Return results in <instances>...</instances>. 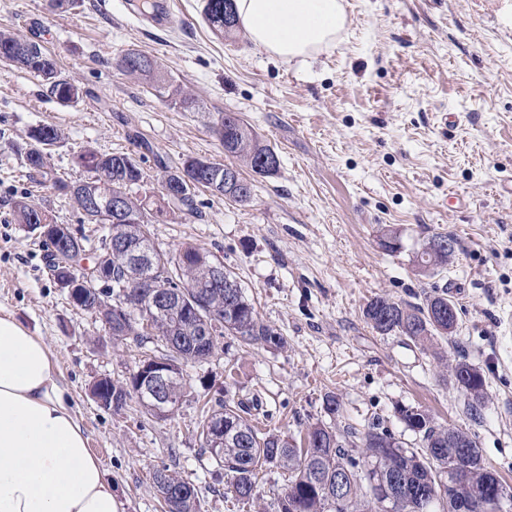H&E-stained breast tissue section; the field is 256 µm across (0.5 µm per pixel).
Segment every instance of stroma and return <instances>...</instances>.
<instances>
[{"label":"stroma","instance_id":"obj_1","mask_svg":"<svg viewBox=\"0 0 512 512\" xmlns=\"http://www.w3.org/2000/svg\"><path fill=\"white\" fill-rule=\"evenodd\" d=\"M174 26L160 28L127 0H0V30L38 41L80 91L63 105L28 72L0 64V312L12 313L49 345L65 396L88 446L112 479L121 512H160L155 468L195 485L200 512H266L285 488L280 470L258 474L257 504L225 492L203 455V405L225 397L257 401L264 429L299 438L326 417L336 395L344 423L374 418L410 446L421 437L396 409L412 405L437 422L468 429L491 468L512 484V0H346L335 47L285 62L255 47L244 30L216 37L203 0H173ZM138 49L158 58L200 109L158 98L115 60ZM235 112L273 147L280 165L251 176L252 200L236 204L197 190V217L176 204L152 225L155 244L185 243L231 271L284 347L218 343L187 367L183 404L159 420L137 401L118 413L91 395L102 378L123 381L154 345L115 341L70 303L44 269L37 234L15 223L12 203L29 193L99 247L106 230L84 223L68 196L31 183L21 156L31 127L61 134L52 176L88 179L84 148L140 158L137 193L160 198L165 169L190 157L226 162L208 128ZM400 248L386 250L387 230ZM455 241L448 264L417 269L428 238ZM445 291L459 309L451 336L425 351L382 335L363 310L377 295L417 304ZM479 367L488 382L480 419L470 420L449 367Z\"/></svg>","mask_w":512,"mask_h":512}]
</instances>
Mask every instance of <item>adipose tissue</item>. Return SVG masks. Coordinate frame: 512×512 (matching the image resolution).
<instances>
[{
  "instance_id": "1",
  "label": "adipose tissue",
  "mask_w": 512,
  "mask_h": 512,
  "mask_svg": "<svg viewBox=\"0 0 512 512\" xmlns=\"http://www.w3.org/2000/svg\"><path fill=\"white\" fill-rule=\"evenodd\" d=\"M252 44L283 61L335 44L343 0H233ZM56 372L53 355L11 313L0 315V512H120Z\"/></svg>"
}]
</instances>
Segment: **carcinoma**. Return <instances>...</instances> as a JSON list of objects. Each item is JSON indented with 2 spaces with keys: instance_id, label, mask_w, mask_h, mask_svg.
Instances as JSON below:
<instances>
[{
  "instance_id": "obj_1",
  "label": "carcinoma",
  "mask_w": 512,
  "mask_h": 512,
  "mask_svg": "<svg viewBox=\"0 0 512 512\" xmlns=\"http://www.w3.org/2000/svg\"><path fill=\"white\" fill-rule=\"evenodd\" d=\"M226 0H205L204 19L217 35L230 34L237 27L235 16L224 23ZM33 52L12 57L11 63L36 77L47 91L66 105L71 98L60 97L67 85L56 63L44 47L28 41ZM117 66L126 74L145 80L158 95L187 112L199 107L182 85L175 83L162 71L153 56L130 49L118 60ZM224 153L261 176L274 174L262 164V158L276 155L265 144L253 127L235 112H219L209 122ZM24 164L29 177L40 183L50 180L47 149L60 139L58 129L41 125L28 133ZM78 163L91 172L88 183L98 192L112 190L119 193L143 182V169L128 154H98L87 150L77 157ZM210 188L208 182L198 179L185 185L177 203L183 214H198L192 190ZM71 199L77 209L92 224L111 227L109 213L91 207L89 194H75ZM127 209L134 222L125 225L129 247L144 249L153 254L156 262L167 261L162 280L165 292L173 298L171 304L157 311L150 302L139 300L140 306H123L127 298L125 272L127 254L114 250L108 261L100 257L110 245V235L102 239L101 247L87 251L81 259L71 253L74 232L68 224H57L39 203L27 196L14 201L13 218L16 223L32 228L34 224H52L42 236L47 246L48 271L53 282L61 272L72 270L70 285L82 291L87 279L85 270L99 264L108 271V288L101 289L90 299L71 302L78 308L105 317L104 326L116 325L126 336L142 341L156 337V358L179 366L205 361L213 344L206 339L202 327L206 321L219 320L223 327L217 336L230 335L240 345L249 347L263 344L279 348L284 344L280 333L265 324L254 305L245 297L238 282L229 271H224V282L234 289L211 288L209 277L213 261L200 248L186 244L170 254L156 247L148 224L167 214L156 202L127 196ZM447 239L436 235L428 240L420 259L429 269L448 264L453 251H440L436 243ZM457 312L456 303L448 293L429 296L422 304H403L386 296L372 298L364 309V317L381 335L399 333L424 350L433 348L434 341L448 335V321L440 320L439 312ZM457 387L464 396L472 397L466 410L485 407L488 383L476 367L458 361L451 367ZM104 406L115 413L124 410L132 399L143 408L152 400L135 387L124 382H106L100 385ZM162 394L177 409L186 394L183 370L168 381ZM224 415V447L213 450L201 444L216 471L227 477L226 490L236 501L252 503L256 497V480L260 470L276 468L288 475V484L274 505L275 512H512V485L504 483L488 466L480 454L473 436L468 431L440 426L425 411L413 406H400L397 413L405 427L422 435L421 446L407 448L403 442L376 420L363 430L349 425L341 429L335 424L340 413L336 396L325 398V413L330 422H318L307 428L305 447L298 448L288 438L271 431H261L251 425V409L241 401L227 397L218 403ZM154 483L161 496L163 512H199L200 500L196 487L177 473L163 466L154 471Z\"/></svg>"
}]
</instances>
